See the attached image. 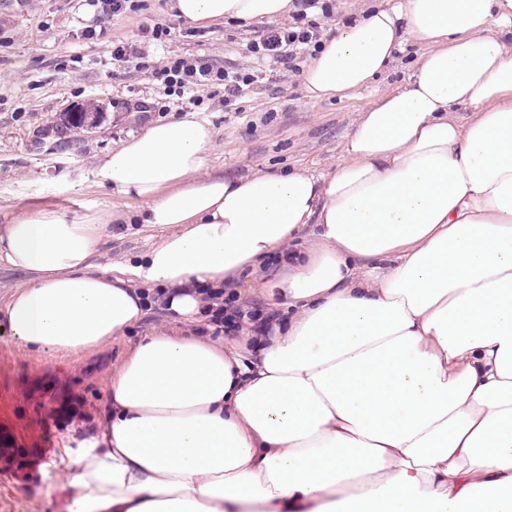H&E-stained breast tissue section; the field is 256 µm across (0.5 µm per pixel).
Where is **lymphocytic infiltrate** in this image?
<instances>
[{
  "instance_id": "obj_1",
  "label": "lymphocytic infiltrate",
  "mask_w": 512,
  "mask_h": 512,
  "mask_svg": "<svg viewBox=\"0 0 512 512\" xmlns=\"http://www.w3.org/2000/svg\"><path fill=\"white\" fill-rule=\"evenodd\" d=\"M293 7L287 21L247 43L244 56L248 63L242 67L216 68L201 60L181 56L156 61L147 58L144 50L122 41L112 45V62L119 66L138 60L139 70L160 82L166 96L187 98L192 105L199 102L194 94L196 86L223 87L224 104L230 107L236 104L244 87L262 79V63L280 64L287 71L296 73L304 62L318 54L323 31L334 19L331 0H293ZM202 295L206 303L205 320L197 328V335L218 336L237 330L244 318L259 314L256 307L237 297L225 296L223 290L206 288Z\"/></svg>"
}]
</instances>
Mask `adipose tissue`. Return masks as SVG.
Returning a JSON list of instances; mask_svg holds the SVG:
<instances>
[{
    "instance_id": "ef3b65f1",
    "label": "adipose tissue",
    "mask_w": 512,
    "mask_h": 512,
    "mask_svg": "<svg viewBox=\"0 0 512 512\" xmlns=\"http://www.w3.org/2000/svg\"><path fill=\"white\" fill-rule=\"evenodd\" d=\"M174 7L253 24L292 0ZM410 39L424 47L411 74L362 108L334 172L203 179L209 126L153 122L96 173L137 209L30 207L0 225V262L26 275L0 319L24 347L73 357L135 325L145 290L190 319L200 287L294 257L264 284L291 317L255 356L142 338L97 427L61 451L66 512H512V0H387L324 38L303 82L351 97ZM111 224L165 234L109 269ZM308 224L316 242L289 252Z\"/></svg>"
}]
</instances>
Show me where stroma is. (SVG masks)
<instances>
[{"instance_id":"1","label":"stroma","mask_w":512,"mask_h":512,"mask_svg":"<svg viewBox=\"0 0 512 512\" xmlns=\"http://www.w3.org/2000/svg\"><path fill=\"white\" fill-rule=\"evenodd\" d=\"M135 2L136 9L104 19L85 0H0V224L30 206L73 218L104 203L123 206L120 194L107 196L96 187L99 161L146 124L175 118L209 124L213 140L204 176L295 167L332 171L361 107L406 78L423 51L416 42L405 43L389 70L349 99L312 100L301 75L267 63L265 80L244 89L237 111H225L223 94L202 86L200 107L174 99L161 112L159 83L135 62L113 65V43L136 41L157 58L178 55L231 68L263 28L230 22L193 27L173 10V0ZM157 23L171 32L155 41L142 28ZM75 106L100 113V120L78 131L62 126V115ZM161 235L147 224L113 225L102 246L104 260L116 265L135 257ZM192 330L153 309L106 348L65 357L27 351L1 329L0 436L10 435L30 463L23 474L0 471V512H64L67 492L49 474L71 434L73 413L100 417L106 382L140 336H188Z\"/></svg>"}]
</instances>
